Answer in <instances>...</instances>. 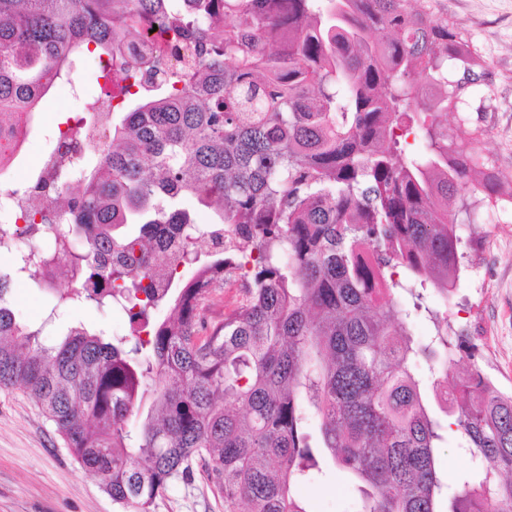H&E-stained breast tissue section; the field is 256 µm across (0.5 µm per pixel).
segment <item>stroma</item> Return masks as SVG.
Segmentation results:
<instances>
[{
	"instance_id": "35a3bbf8",
	"label": "stroma",
	"mask_w": 512,
	"mask_h": 512,
	"mask_svg": "<svg viewBox=\"0 0 512 512\" xmlns=\"http://www.w3.org/2000/svg\"><path fill=\"white\" fill-rule=\"evenodd\" d=\"M448 17L468 35L485 62L487 78L459 111L443 119L466 136L483 130L481 160L512 179V0H441ZM466 253L448 302V323L475 336L478 363L494 383L512 392V204L480 208L459 226ZM16 316L31 329L72 325L132 337L124 312L81 304L54 313L48 291L34 278H14L6 294ZM309 512H353L355 492L340 472H329L306 497ZM0 512H124L94 474L71 456L54 425L22 393L0 389ZM152 512H224V499L204 470L172 486Z\"/></svg>"
}]
</instances>
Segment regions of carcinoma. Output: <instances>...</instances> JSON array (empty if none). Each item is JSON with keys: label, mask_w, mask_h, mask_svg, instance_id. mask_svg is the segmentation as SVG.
<instances>
[{"label": "carcinoma", "mask_w": 512, "mask_h": 512, "mask_svg": "<svg viewBox=\"0 0 512 512\" xmlns=\"http://www.w3.org/2000/svg\"><path fill=\"white\" fill-rule=\"evenodd\" d=\"M437 2L0 0L1 139L84 56L127 96L107 141L85 107L0 245L46 235L11 253L14 274L57 309H132L146 335L45 344L0 274V389L130 512L199 466L224 512H306L301 487L331 469L357 512H512V393L427 305L460 279L457 205L512 198L478 165L482 133L441 122L486 67ZM149 24L175 59L125 53ZM62 265L65 291L44 280ZM233 278L242 300L207 321ZM452 425L478 465L450 484L435 452Z\"/></svg>", "instance_id": "1"}]
</instances>
